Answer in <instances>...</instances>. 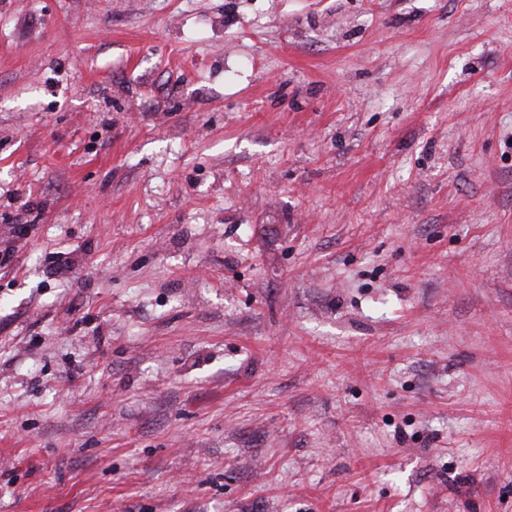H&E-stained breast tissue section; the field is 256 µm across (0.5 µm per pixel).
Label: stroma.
Masks as SVG:
<instances>
[{"label": "stroma", "instance_id": "stroma-1", "mask_svg": "<svg viewBox=\"0 0 512 512\" xmlns=\"http://www.w3.org/2000/svg\"><path fill=\"white\" fill-rule=\"evenodd\" d=\"M0 512H512V0H0Z\"/></svg>", "mask_w": 512, "mask_h": 512}]
</instances>
